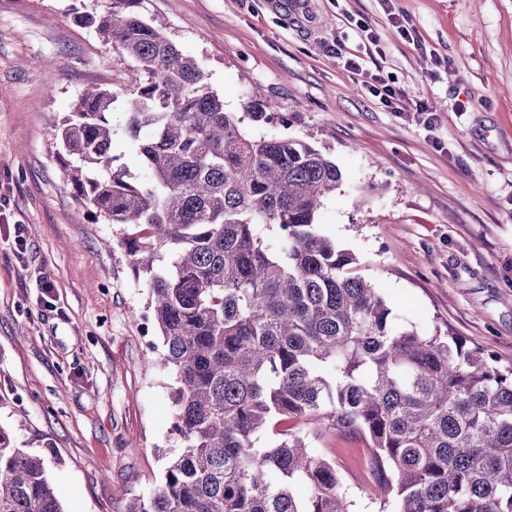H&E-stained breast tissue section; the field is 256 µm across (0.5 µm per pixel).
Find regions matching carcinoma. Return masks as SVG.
Instances as JSON below:
<instances>
[{"label":"carcinoma","mask_w":512,"mask_h":512,"mask_svg":"<svg viewBox=\"0 0 512 512\" xmlns=\"http://www.w3.org/2000/svg\"><path fill=\"white\" fill-rule=\"evenodd\" d=\"M135 4L82 16L134 66L56 131L75 199L125 226L175 375L185 448L126 512H352L336 456L314 446L330 432L361 437L392 512H512V368L449 332L393 327L355 254L321 230L336 163L246 135ZM121 136L141 173L119 163ZM0 512H63L44 459L2 430Z\"/></svg>","instance_id":"cac0c4a2"}]
</instances>
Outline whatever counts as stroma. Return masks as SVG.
Returning <instances> with one entry per match:
<instances>
[{
  "instance_id": "stroma-1",
  "label": "stroma",
  "mask_w": 512,
  "mask_h": 512,
  "mask_svg": "<svg viewBox=\"0 0 512 512\" xmlns=\"http://www.w3.org/2000/svg\"><path fill=\"white\" fill-rule=\"evenodd\" d=\"M106 0H0V429L44 456L63 512H125L158 487L183 443L171 429L173 377L151 329L149 288L122 225L84 214L55 127L86 91L132 62L86 14ZM138 0L137 12L198 62L224 109L256 137L326 150L342 173L322 228L357 258L397 326L450 331L512 365V0ZM436 114L398 117L333 42ZM262 89L271 116L247 102ZM465 111H458V104ZM51 278L54 290L41 284ZM148 336H141L142 325ZM354 487L353 512H379L362 443L325 437Z\"/></svg>"
}]
</instances>
